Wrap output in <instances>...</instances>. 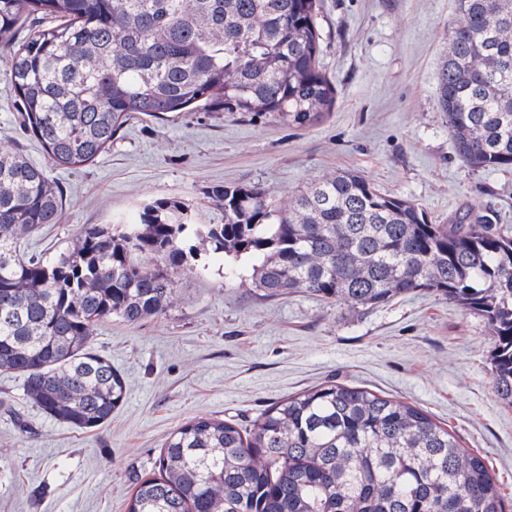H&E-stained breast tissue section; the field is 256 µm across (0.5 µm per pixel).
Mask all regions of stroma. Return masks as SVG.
<instances>
[{
	"label": "stroma",
	"mask_w": 512,
	"mask_h": 512,
	"mask_svg": "<svg viewBox=\"0 0 512 512\" xmlns=\"http://www.w3.org/2000/svg\"><path fill=\"white\" fill-rule=\"evenodd\" d=\"M455 22L454 0H322L319 63L336 88L329 117L302 129L221 112L133 118L82 170L48 168L62 214L22 251L55 258L83 225L130 221L156 198L191 203L201 222L220 224L218 187L256 183L285 196L339 169L411 198L432 222L486 214L512 231V170L462 162L438 106ZM17 113L0 58V141L44 164ZM205 262L178 277L166 314L96 326L93 348L126 382L123 405L100 429L41 414L22 377L0 373V512H127L177 426L207 415L246 427L326 382L419 405L485 458L512 502V408L495 395L493 339L479 317L424 291L364 310L305 293L266 298L251 286L250 263L210 253Z\"/></svg>",
	"instance_id": "obj_1"
}]
</instances>
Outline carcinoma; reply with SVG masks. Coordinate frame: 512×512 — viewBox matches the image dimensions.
Wrapping results in <instances>:
<instances>
[{
	"mask_svg": "<svg viewBox=\"0 0 512 512\" xmlns=\"http://www.w3.org/2000/svg\"><path fill=\"white\" fill-rule=\"evenodd\" d=\"M321 0H0V54L20 125L47 163L77 170L134 114L164 121L224 112L306 128L332 112L319 66ZM438 105L473 168L512 169V0H455ZM31 16L43 24L16 39ZM224 223L156 198L132 223L83 226L57 258L25 257L22 236L58 222L59 186L0 146V373L24 378L43 414L77 430L106 424L122 374L91 347L113 318L172 307L176 276L209 249L253 265L269 298L306 293L367 309L426 291L478 315L493 338L495 394L512 406V233L489 220L433 224L409 198L352 171L286 197L257 184L213 191ZM158 475L128 512H506L485 458L421 407L340 383L260 413L250 429L199 416L164 442Z\"/></svg>",
	"mask_w": 512,
	"mask_h": 512,
	"instance_id": "obj_1",
	"label": "carcinoma"
}]
</instances>
